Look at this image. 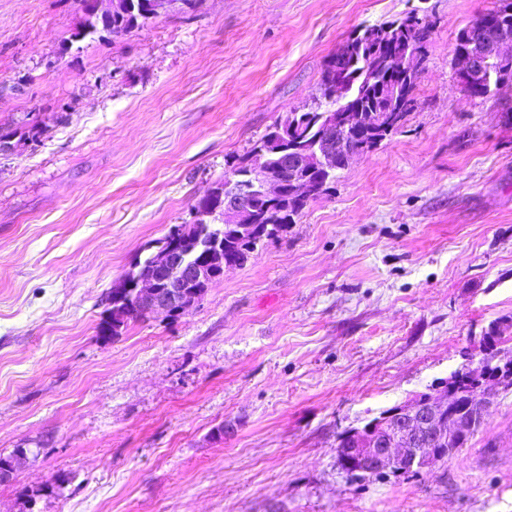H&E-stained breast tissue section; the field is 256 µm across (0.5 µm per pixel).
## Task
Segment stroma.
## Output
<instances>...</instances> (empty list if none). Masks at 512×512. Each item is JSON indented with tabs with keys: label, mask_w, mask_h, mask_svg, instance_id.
Listing matches in <instances>:
<instances>
[{
	"label": "stroma",
	"mask_w": 512,
	"mask_h": 512,
	"mask_svg": "<svg viewBox=\"0 0 512 512\" xmlns=\"http://www.w3.org/2000/svg\"><path fill=\"white\" fill-rule=\"evenodd\" d=\"M495 0H202L69 43L74 0H0V512H512V391L416 477L354 480L339 432L446 378L512 316V84L466 96ZM433 34L404 125L188 311L98 336L105 297L234 158L309 108L351 31ZM54 67H47V60ZM45 123L40 112H27L25 120L14 127H0V140L18 138V141L30 140L37 142L44 133Z\"/></svg>",
	"instance_id": "35a3bbf8"
}]
</instances>
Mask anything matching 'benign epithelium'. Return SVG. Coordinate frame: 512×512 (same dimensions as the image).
Segmentation results:
<instances>
[{"mask_svg":"<svg viewBox=\"0 0 512 512\" xmlns=\"http://www.w3.org/2000/svg\"><path fill=\"white\" fill-rule=\"evenodd\" d=\"M512 30L487 29L478 19L471 34L457 41L459 86L468 92L473 76L481 75L484 65L496 60H512ZM414 62L411 49L396 47L388 63L403 70ZM404 91L397 85L379 87L383 106L369 112H326L321 116L318 134L291 155L284 153L282 138L288 136L285 123L277 124L266 139L265 147L248 160L243 177L234 176L220 190L214 188L200 196L205 200L218 193L222 204L215 210L192 209L194 214L190 236L180 226L172 229L150 253V269L135 277L127 275L114 285V291L126 296L124 315L138 314L151 318L158 313H183L195 304L189 299V288L195 284L209 286L224 278L231 267L224 265V226L234 225L247 232H261L255 224L254 197L260 196L282 205L281 177L277 166L269 164L266 155L277 154L291 167L293 192L305 202L316 196L309 179V169L320 167L334 172L345 166L361 151L349 149L345 136L351 130L366 127L374 134L392 133L398 118L389 105L402 99ZM481 356L462 353L463 362L448 378L431 386L409 401L382 411L363 426L340 433L336 446L341 468L359 478L376 475H402L424 471L433 463L455 452L475 428L485 423L492 405L490 396L512 390V358L499 353L488 355L484 340H479ZM29 462L25 448L16 451L12 464L0 470V481L10 479Z\"/></svg>","mask_w":512,"mask_h":512,"instance_id":"7a95c632","label":"benign epithelium"}]
</instances>
